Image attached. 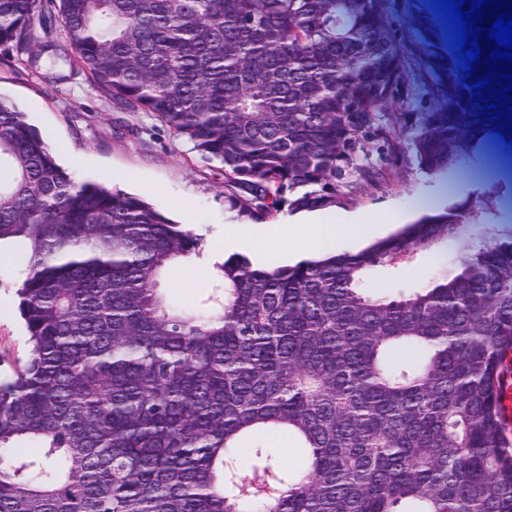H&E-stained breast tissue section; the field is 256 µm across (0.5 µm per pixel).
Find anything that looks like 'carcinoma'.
<instances>
[{
    "instance_id": "1",
    "label": "carcinoma",
    "mask_w": 512,
    "mask_h": 512,
    "mask_svg": "<svg viewBox=\"0 0 512 512\" xmlns=\"http://www.w3.org/2000/svg\"><path fill=\"white\" fill-rule=\"evenodd\" d=\"M387 0H0V46L36 72L78 64L120 110L149 112L263 221L385 176L359 155L405 140L427 174L512 149L471 85L435 61L413 95ZM60 18L72 50L48 37ZM498 219L477 197L357 253L215 266L191 304L160 288L198 238L145 201L80 182L0 100V245H26L28 359L0 383V512H512V226L396 297L362 288ZM30 440L36 456L14 452ZM296 451L285 467L274 449ZM434 105V99L429 94H422L408 103L389 109L401 126H410L418 122L420 112H427Z\"/></svg>"
}]
</instances>
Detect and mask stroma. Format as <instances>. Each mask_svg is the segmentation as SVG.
I'll list each match as a JSON object with an SVG mask.
<instances>
[{
	"mask_svg": "<svg viewBox=\"0 0 512 512\" xmlns=\"http://www.w3.org/2000/svg\"><path fill=\"white\" fill-rule=\"evenodd\" d=\"M389 15L396 36L408 37L414 59L453 62L424 0H389ZM9 55L0 46V98L17 104L29 122L49 136L61 166L78 180L140 197L199 238V256L176 262L164 275L161 286L169 296L183 302L200 297L212 285L215 262L235 252L249 254L264 265L298 261L295 242L280 238L276 227L301 222L300 212L284 208L275 219L260 223L240 217L230 203L235 190L227 185L222 165L203 158L153 114L117 111L81 70L66 67L59 73L33 74L10 64ZM505 175L494 162L478 170L428 175L404 150L392 157L384 179L342 187L344 199L333 210L381 225L387 235L418 216L414 200L426 197L433 208L441 209ZM465 247L463 241H448L442 250L419 254L400 272L376 273L366 286L384 294L420 287L449 267ZM26 265L23 245L0 249V377L4 379L27 352L18 310Z\"/></svg>",
	"mask_w": 512,
	"mask_h": 512,
	"instance_id": "obj_1",
	"label": "stroma"
}]
</instances>
